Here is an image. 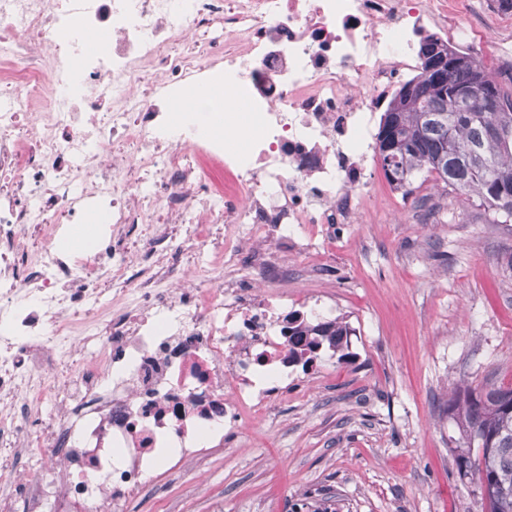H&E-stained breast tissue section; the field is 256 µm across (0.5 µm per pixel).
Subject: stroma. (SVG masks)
<instances>
[{
	"label": "stroma",
	"instance_id": "stroma-1",
	"mask_svg": "<svg viewBox=\"0 0 512 512\" xmlns=\"http://www.w3.org/2000/svg\"><path fill=\"white\" fill-rule=\"evenodd\" d=\"M374 182L357 223L279 279L289 309L346 317L350 358L289 367L272 411L128 512H487L459 475L448 400L512 382V217L423 173L407 198L382 169Z\"/></svg>",
	"mask_w": 512,
	"mask_h": 512
}]
</instances>
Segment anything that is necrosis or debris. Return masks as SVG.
I'll return each instance as SVG.
<instances>
[{"label": "necrosis or debris", "mask_w": 512, "mask_h": 512, "mask_svg": "<svg viewBox=\"0 0 512 512\" xmlns=\"http://www.w3.org/2000/svg\"><path fill=\"white\" fill-rule=\"evenodd\" d=\"M506 15L499 0H0V512H127L267 411L288 386L283 255L359 216L374 114L417 44L437 28L474 47ZM217 74L247 105L223 116L240 153L195 108L166 133L172 92ZM98 213L96 248L58 249ZM212 224L234 229L216 253ZM254 246L251 294L234 272Z\"/></svg>", "instance_id": "necrosis-or-debris-1"}]
</instances>
